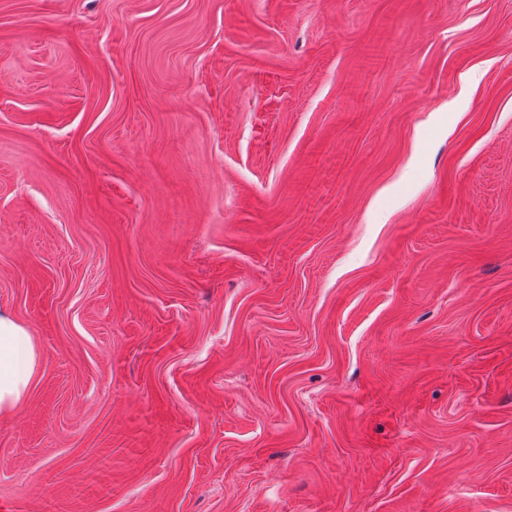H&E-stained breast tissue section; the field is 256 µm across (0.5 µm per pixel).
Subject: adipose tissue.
<instances>
[{"label":"adipose tissue","instance_id":"1","mask_svg":"<svg viewBox=\"0 0 512 512\" xmlns=\"http://www.w3.org/2000/svg\"><path fill=\"white\" fill-rule=\"evenodd\" d=\"M40 362L28 329L0 310V416L11 415L26 402Z\"/></svg>","mask_w":512,"mask_h":512}]
</instances>
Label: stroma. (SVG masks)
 Listing matches in <instances>:
<instances>
[{"mask_svg": "<svg viewBox=\"0 0 512 512\" xmlns=\"http://www.w3.org/2000/svg\"><path fill=\"white\" fill-rule=\"evenodd\" d=\"M11 512H512V0H0ZM40 362L28 329L0 310V416L11 415L26 402Z\"/></svg>", "mask_w": 512, "mask_h": 512, "instance_id": "1", "label": "stroma"}]
</instances>
